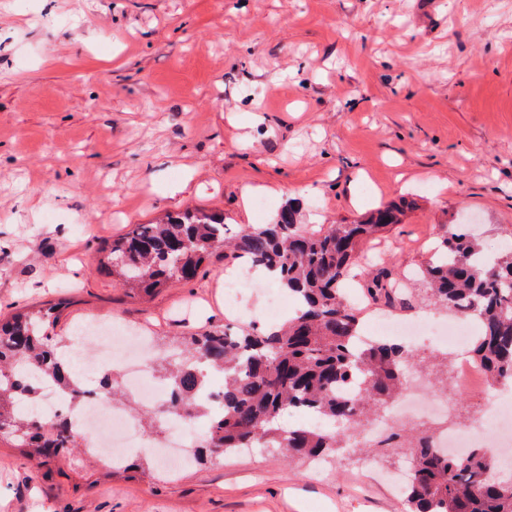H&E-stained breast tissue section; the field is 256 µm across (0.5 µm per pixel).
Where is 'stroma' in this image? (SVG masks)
Masks as SVG:
<instances>
[{
    "instance_id": "1",
    "label": "stroma",
    "mask_w": 512,
    "mask_h": 512,
    "mask_svg": "<svg viewBox=\"0 0 512 512\" xmlns=\"http://www.w3.org/2000/svg\"><path fill=\"white\" fill-rule=\"evenodd\" d=\"M289 201L313 229L400 206L364 250L401 270L445 224L500 253L512 0H0V319L65 298L62 338L225 325L226 262L140 297L100 269L101 241L187 209L267 224ZM367 459L406 461L346 448L316 477L257 448L166 478L148 450L45 468L4 439L0 512H406Z\"/></svg>"
}]
</instances>
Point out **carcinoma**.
I'll return each mask as SVG.
<instances>
[{
	"label": "carcinoma",
	"instance_id": "carcinoma-1",
	"mask_svg": "<svg viewBox=\"0 0 512 512\" xmlns=\"http://www.w3.org/2000/svg\"><path fill=\"white\" fill-rule=\"evenodd\" d=\"M398 222V209L379 208L361 221L318 230L299 223L292 204L270 224H245L226 236L224 216L187 211L160 222L136 224L103 242L102 269L135 295L190 282L219 255L236 264L273 270L293 296L294 315L276 331L254 324L210 327L155 356L173 387L168 413L189 425L205 415L200 392L211 371L224 374V411L208 423L194 458L222 460L244 448H271L285 456L322 460L347 446V433L384 409L401 392L411 353L379 339L356 349L363 309L348 303L355 281L374 304L410 307L401 272L362 261V246ZM429 259L418 266L431 304L471 317L480 327L470 357L495 381L512 379V249L490 259L461 224L440 229ZM63 303L20 312L0 322V439H10L42 466L80 447L67 416L47 419L18 404L38 402L37 379L48 378L72 399L83 397L52 335ZM286 410H307L333 424L316 430L281 429ZM390 440L411 449L403 499L407 512H512V480L495 476L483 448L450 456L402 427Z\"/></svg>",
	"mask_w": 512,
	"mask_h": 512
}]
</instances>
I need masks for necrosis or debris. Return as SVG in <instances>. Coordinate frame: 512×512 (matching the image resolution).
<instances>
[{
	"instance_id": "obj_1",
	"label": "necrosis or debris",
	"mask_w": 512,
	"mask_h": 512,
	"mask_svg": "<svg viewBox=\"0 0 512 512\" xmlns=\"http://www.w3.org/2000/svg\"><path fill=\"white\" fill-rule=\"evenodd\" d=\"M474 332V324L461 316L411 321L377 312L371 314L367 335L392 336L413 343L424 339L447 345L453 353L451 369L455 389L471 396L478 413L470 423H453L450 406L436 400L423 382L412 378L391 409L389 419L359 431L352 442L353 447L377 445L392 433L393 419L419 414L427 416L433 423L432 440L441 450L452 452L478 445L496 449L499 462L512 460V405H502L494 415L484 411V404L495 400L499 390L484 368L466 353ZM85 340L87 349L77 354L80 375L101 372L116 363L120 366L127 391L154 404L168 402L169 386L159 382L146 365L131 362L127 357L128 349L143 348L146 337L128 335L106 322L86 334ZM64 410L69 412L75 432L92 457L109 462L121 458L123 449L145 445L144 435L131 417L115 408L111 401L103 399L97 388H90L87 400L76 408L70 406L53 384H45L42 415L52 418Z\"/></svg>"
}]
</instances>
